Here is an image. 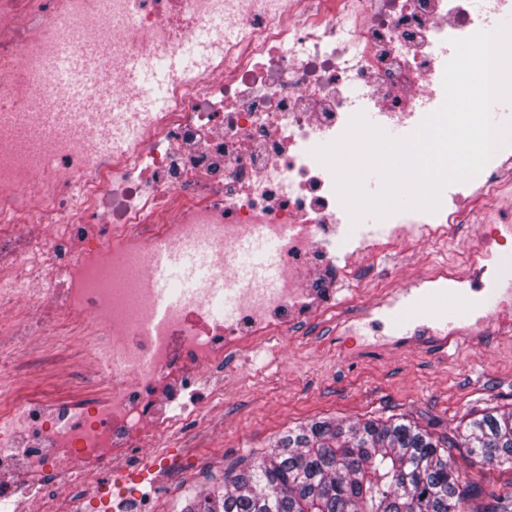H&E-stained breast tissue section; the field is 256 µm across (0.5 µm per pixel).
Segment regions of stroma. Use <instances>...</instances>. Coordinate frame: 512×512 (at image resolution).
<instances>
[{
	"instance_id": "1",
	"label": "stroma",
	"mask_w": 512,
	"mask_h": 512,
	"mask_svg": "<svg viewBox=\"0 0 512 512\" xmlns=\"http://www.w3.org/2000/svg\"><path fill=\"white\" fill-rule=\"evenodd\" d=\"M357 329L345 341L324 319L289 337L277 356L234 364L223 403L171 443L187 459L181 486L221 488L225 473L259 460L284 431L317 420L404 417L443 438L471 414L512 409V336L396 349L366 320Z\"/></svg>"
}]
</instances>
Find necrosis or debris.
<instances>
[{"label":"necrosis or debris","instance_id":"obj_1","mask_svg":"<svg viewBox=\"0 0 512 512\" xmlns=\"http://www.w3.org/2000/svg\"><path fill=\"white\" fill-rule=\"evenodd\" d=\"M510 15L512 0H0V512H146L113 484L178 473L158 450L223 401L225 365L327 315L355 335L329 281L360 315L390 304L363 258L426 248L423 273H402L465 307L438 344L512 334V142L436 211L350 237L314 155L368 101L378 128L413 132L444 101L441 49ZM189 46L196 67L148 108L130 61ZM66 52L92 59L111 111L52 112ZM248 240L278 245L274 283L240 276ZM454 242L456 261L429 253ZM163 248L201 253L205 273L160 310ZM36 375L64 396L29 399Z\"/></svg>","mask_w":512,"mask_h":512}]
</instances>
